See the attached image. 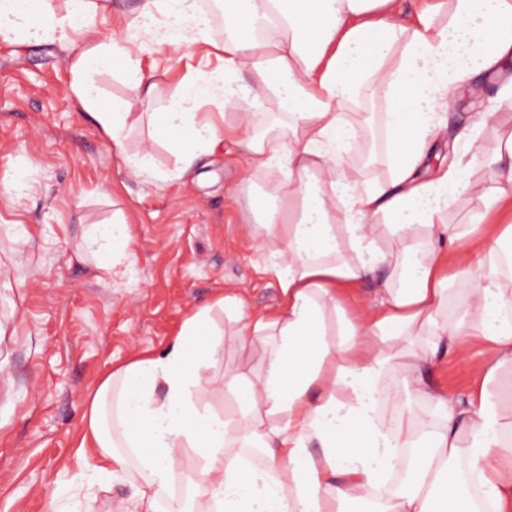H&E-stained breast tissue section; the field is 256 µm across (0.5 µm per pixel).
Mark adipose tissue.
<instances>
[{
  "instance_id": "1",
  "label": "adipose tissue",
  "mask_w": 512,
  "mask_h": 512,
  "mask_svg": "<svg viewBox=\"0 0 512 512\" xmlns=\"http://www.w3.org/2000/svg\"><path fill=\"white\" fill-rule=\"evenodd\" d=\"M169 4V33L203 37L208 20L196 0H143L134 18L152 34L154 12ZM110 0H0V38L69 40L96 34ZM447 22H439L441 13ZM224 73L190 74L178 98L156 103L154 134L186 160L221 151L248 156L249 174L274 184L253 210L252 239L281 244L269 270L281 291L271 313L244 314L240 336L269 340L260 373L225 371L224 383L252 400L242 420L208 414L201 383L216 361L210 308L188 318L163 353L133 361L102 383L84 443L93 448L90 479L135 467L136 496L125 512H156L186 451L201 460L189 478L205 512H340L353 498L378 500V512H512V416L503 408L499 370L512 363V225L469 229L443 221L471 187L484 157L480 131L492 112L461 130L463 151L438 168L430 152L458 88L512 54V0H427L403 18L397 0H224ZM116 43L80 53L72 85L96 107L84 75L108 67ZM385 103L392 151L389 180L364 185L351 149L360 127L345 108L363 91ZM242 97L240 118L205 106ZM273 103L289 131L251 135L255 109ZM464 287L463 316L445 319L448 277ZM379 281L373 296L346 303L349 287ZM424 337L416 362L441 346L477 338L493 355L476 369L467 400L435 394L422 378L415 395L434 402L440 428L405 413L386 389L396 342ZM242 448L262 449L261 465L242 463ZM420 457L408 489L385 483L397 451ZM473 484L475 494L464 491Z\"/></svg>"
}]
</instances>
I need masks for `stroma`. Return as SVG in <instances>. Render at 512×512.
Returning <instances> with one entry per match:
<instances>
[{
  "label": "stroma",
  "mask_w": 512,
  "mask_h": 512,
  "mask_svg": "<svg viewBox=\"0 0 512 512\" xmlns=\"http://www.w3.org/2000/svg\"><path fill=\"white\" fill-rule=\"evenodd\" d=\"M139 4L112 0L97 18L100 40L123 50L120 64L88 75L99 108L120 103L132 114L116 142L72 93L86 38L0 39V512H121L135 492L131 475L93 484L84 477L79 445L91 400L112 371L162 352L200 308L211 307L221 334L218 360L202 379L213 413L237 419L247 404L225 387V370L264 365V341L242 344L239 322L216 302L231 291L248 312L280 304L275 280L264 273L278 244L258 247L247 226L249 201L268 193L269 181H245V159L223 153L174 177L178 153L153 138L150 108L123 74L124 65H135L158 100L175 98L187 73L223 71L224 20L212 19L205 39L178 43L165 34V14L156 16L155 35L132 26ZM352 111L365 123L354 148L370 147L374 160L358 167L359 179H388L383 102L364 95ZM489 111L498 114L482 132L490 154L497 134L512 132V61L458 89L436 153L447 155L458 132ZM146 148L169 180L127 170L123 155ZM495 185L493 168L477 171L445 222L512 224V207L485 210ZM115 220L129 224L131 242L103 268L91 237ZM485 358L478 344L465 360L447 346L417 373L463 398L474 363Z\"/></svg>",
  "instance_id": "35a3bbf8"
}]
</instances>
